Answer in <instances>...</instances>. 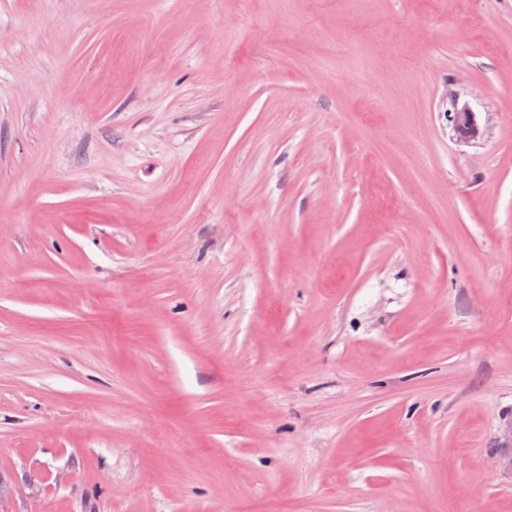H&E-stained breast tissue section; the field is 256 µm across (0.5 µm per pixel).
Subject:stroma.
Instances as JSON below:
<instances>
[{"label":"stroma","mask_w":512,"mask_h":512,"mask_svg":"<svg viewBox=\"0 0 512 512\" xmlns=\"http://www.w3.org/2000/svg\"><path fill=\"white\" fill-rule=\"evenodd\" d=\"M511 423L512 0H0V512H512ZM448 117L460 140L470 142L483 138L485 130L476 120L475 113L472 112L468 103L454 101Z\"/></svg>","instance_id":"1"}]
</instances>
